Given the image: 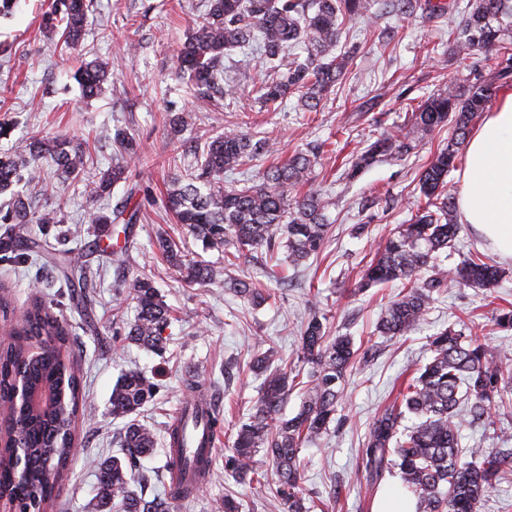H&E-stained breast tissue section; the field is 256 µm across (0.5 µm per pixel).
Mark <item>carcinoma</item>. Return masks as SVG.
<instances>
[{"instance_id": "cac0c4a2", "label": "carcinoma", "mask_w": 512, "mask_h": 512, "mask_svg": "<svg viewBox=\"0 0 512 512\" xmlns=\"http://www.w3.org/2000/svg\"><path fill=\"white\" fill-rule=\"evenodd\" d=\"M379 0H208L205 15L176 53V74L195 93L213 97L234 93L219 85L224 55L231 49L255 43L273 72L261 79L259 99L280 105L298 97L310 109L347 74L350 56L338 53L339 37L345 26L359 19H378ZM87 0H56L42 22L49 31H62L64 41L78 46L87 21ZM455 49L467 55L482 54L484 67L494 75L486 83L477 81L462 91L453 84L428 98L411 113V130L381 136L351 161L347 177L382 158L401 157L417 147L413 131L428 132L439 125H454L448 144L438 151L422 171L420 192L425 205L407 224H401L376 246L375 258L363 278L365 285L398 283L401 290L382 313L378 332L402 336L426 315L433 294L453 281L463 288H492L500 278L497 266L481 255H471L453 272L437 262L438 253L454 246L461 225L455 202L446 191V178L454 167L460 147L473 119L485 111L495 95L496 84L512 83V0H472L461 11ZM302 47L305 57L283 63L290 49ZM82 92L94 98L104 90L107 64L84 63L76 73ZM187 118L170 120V134L179 146L190 150L183 137ZM122 162L94 179L87 175L89 157L80 142L48 138L33 133L24 148L0 156V193H10L9 207L0 217L6 225L0 236V260L25 259L31 240L15 227L33 222L41 231L62 223L54 210L33 216L26 194L12 190L25 170L35 177L36 160L48 158L72 179H85L89 197L99 199L112 184L124 178L126 162L140 157L134 137L117 129ZM277 152L268 139L255 140L241 131L226 128L201 152V161L183 174L170 177L165 207L177 223L201 241L206 250H220L236 259L262 247L280 244L288 263L297 267L323 247L330 230V199L313 191L299 193L312 171L314 160L305 152L262 173L261 182L224 185V174L261 156ZM130 200L109 213L95 210L93 224H126L139 218ZM169 264L190 288H207L218 273L203 260L188 259L170 237L158 241ZM121 286L137 300L134 320L124 329L125 339L146 349L163 347V333L171 311L153 282L145 277H127L125 260H116ZM70 288L81 291L71 297L83 305L84 315L92 310V298L83 278L65 277ZM224 286L252 302L268 301L272 295L253 283L233 275L224 267ZM313 313L300 336L301 361L306 372L279 365L277 351L270 347L253 358V366L264 373L257 402L236 426V435L225 459V467L238 475L255 473V457L264 453L277 476V495L288 512H308L301 486L304 444L324 437L336 421V410L344 397L345 376L355 356L348 336H331L323 320ZM75 338L69 324L48 309L34 304L13 323L7 343L0 344V407L7 424L0 435V498L12 503L14 512H43L47 503L60 496L74 455V424L81 398L77 374ZM432 356L416 369V376L399 393L400 402L386 408L373 422L363 449L367 481L374 486L385 471L399 470L401 486L416 498V512H480L481 504L506 465L512 463L492 448H463L460 431L470 420L487 419L507 405L512 395V367L489 360L485 345L465 331L448 327L432 336ZM306 380H301L300 376ZM300 382L304 400L292 418L280 416L288 392ZM49 391V404L33 410L13 404L16 387ZM155 396V385L138 371L124 373L112 389V415L128 417ZM417 419L411 430L399 432L404 414ZM182 418L167 428L170 448L166 470L184 478L187 462L176 453L181 443ZM121 456H109L95 465L97 493L94 512H170V503L194 495V485L170 487L165 495L150 497L136 492L131 483H147L140 461L156 444L152 429L131 419L119 437Z\"/></svg>"}]
</instances>
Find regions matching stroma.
I'll return each instance as SVG.
<instances>
[{"label":"stroma","mask_w":512,"mask_h":512,"mask_svg":"<svg viewBox=\"0 0 512 512\" xmlns=\"http://www.w3.org/2000/svg\"><path fill=\"white\" fill-rule=\"evenodd\" d=\"M52 0H17L12 15L0 16V44L10 53L0 56V122L9 132L0 137V152L26 144L31 132L62 135L84 142L93 157L92 171L103 175L118 162L112 142L115 128L127 130L142 147L141 159L129 165L127 180L109 194L91 199L83 182L65 178L52 165L41 168L39 180L20 182L37 212L60 209L67 227H79L80 241L67 272L88 273L93 282L95 321L86 325L69 296L46 292L44 272L36 255L19 263L0 261V282L12 309L0 314V324H12L36 299L50 306L72 327L84 350L79 364L85 388L84 416L74 425L78 450L69 479L48 512H90L95 495V460L118 453L123 419L113 418L110 396L127 371L143 373L157 393L140 420L157 437L153 455L142 467L154 474L155 489L170 479L165 470L166 427L179 414L189 392L182 377L196 374L205 386L220 389L224 428L218 434L210 475L195 497L175 503L173 512H222L225 497H233L239 512H286L277 498L271 465L258 461L262 481L241 479L226 470L239 418L258 397L263 375L251 363L256 339L275 347L288 366L300 365L299 341L305 322L319 311L327 316L331 335L351 337L356 349L374 347L370 363L355 362L347 374L346 398L323 439L306 444L303 487L311 512H373L382 490L396 486L397 471L384 473L376 487L363 477V448L377 416L396 396L398 384L430 358L428 341L436 332L466 327L485 344L493 361L512 366V331L498 328L493 307L512 306V260L497 258L472 225H463L454 247L441 259L452 269L479 252L502 271L491 289L449 285L436 294L425 321L402 337L389 338L376 329L381 312L397 293L387 286L362 287L361 277L374 257L377 242L407 223L420 199L419 175L452 134L444 126L421 135L415 152L385 159L344 177V165L381 133L406 131L413 109L449 84L465 89L483 75L480 52L458 55L453 22L425 8L412 14H385L377 23L356 24L343 31L341 46H359L341 84L324 97L316 111L302 109L297 99L266 111L258 98L259 57L243 63L239 51L224 59V80L238 88L236 98L195 97L175 80L176 51L207 0H90L88 23L76 48L60 34L41 26ZM107 62L111 76L102 95L83 98L74 74L80 60ZM183 114L187 137L206 145L224 128L265 136L279 143V160L295 151L316 153L309 186L328 196L331 230L321 251L299 267L277 266L260 249L237 261L236 274L271 289L274 297L252 305L225 290L223 282L207 288L186 287L161 257L157 239L176 238L188 257H198L223 270L224 254L203 250L199 241L176 224L161 197L169 175L193 164V155L175 147L169 121ZM141 207L132 229L112 224L99 229L88 221L91 209L111 211L125 199ZM125 248L132 274L151 279L172 311L165 329L166 347L154 352L113 335L116 323L132 321L136 302L119 287L112 252ZM461 445L480 446L512 454V414L465 425Z\"/></svg>","instance_id":"stroma-1"}]
</instances>
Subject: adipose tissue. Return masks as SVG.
<instances>
[{"mask_svg":"<svg viewBox=\"0 0 512 512\" xmlns=\"http://www.w3.org/2000/svg\"><path fill=\"white\" fill-rule=\"evenodd\" d=\"M457 204L462 223L512 260V93L499 98L468 141Z\"/></svg>","mask_w":512,"mask_h":512,"instance_id":"ef3b65f1","label":"adipose tissue"}]
</instances>
